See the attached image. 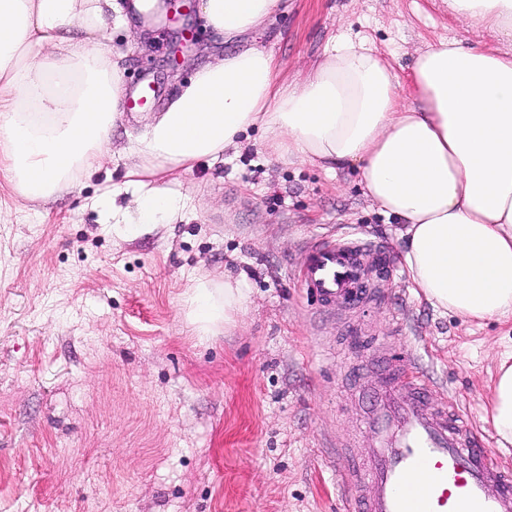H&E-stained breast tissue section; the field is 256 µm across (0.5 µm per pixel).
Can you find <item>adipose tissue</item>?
Returning a JSON list of instances; mask_svg holds the SVG:
<instances>
[{"label":"adipose tissue","mask_w":512,"mask_h":512,"mask_svg":"<svg viewBox=\"0 0 512 512\" xmlns=\"http://www.w3.org/2000/svg\"><path fill=\"white\" fill-rule=\"evenodd\" d=\"M279 0H201L207 27L231 38L260 28ZM475 35L512 40V0H448ZM116 0H0V168L46 200L101 167L122 113L118 55L107 28ZM50 63L35 64L41 52ZM411 96L366 39H339L301 83L282 84L273 55L249 47L201 69L129 139L125 191L133 221L180 218L157 172L221 159L257 126L270 157L332 172L357 169L366 194L404 229L403 262L435 309L470 320L512 317V52L442 38L411 65ZM240 281L201 276L184 296L196 335L244 312ZM490 417L512 444V362L501 361Z\"/></svg>","instance_id":"adipose-tissue-1"}]
</instances>
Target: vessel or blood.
<instances>
[{"mask_svg": "<svg viewBox=\"0 0 512 512\" xmlns=\"http://www.w3.org/2000/svg\"><path fill=\"white\" fill-rule=\"evenodd\" d=\"M137 19L167 18L169 0H130ZM385 251L355 233L306 244L295 276L319 310L377 303ZM416 339L383 360L370 396L373 441L350 487L348 512H512V474L501 471L448 397L418 368Z\"/></svg>", "mask_w": 512, "mask_h": 512, "instance_id": "1", "label": "vessel or blood"}]
</instances>
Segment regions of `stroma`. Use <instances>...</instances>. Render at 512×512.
Wrapping results in <instances>:
<instances>
[{"instance_id":"35a3bbf8","label":"stroma","mask_w":512,"mask_h":512,"mask_svg":"<svg viewBox=\"0 0 512 512\" xmlns=\"http://www.w3.org/2000/svg\"><path fill=\"white\" fill-rule=\"evenodd\" d=\"M196 42L172 64L182 26ZM442 0H281L263 29L224 40L199 12L184 25L108 32L126 91L157 98L124 115L111 159L73 191L23 198L0 171V512H343L345 443L367 444L350 372L405 337L420 364L512 470L489 415L492 380L512 354V319L471 321L434 309L401 261V226L356 171L273 160L259 128L223 160L161 173L187 200L170 224H116L94 204L122 186L127 133L142 131L207 63L256 46L285 82L302 80L334 38H367L402 85L417 51L467 37ZM358 231L395 266L381 304L356 317L363 346L342 340L294 276L306 242ZM202 275L241 281L246 312L194 336L183 295Z\"/></svg>"}]
</instances>
